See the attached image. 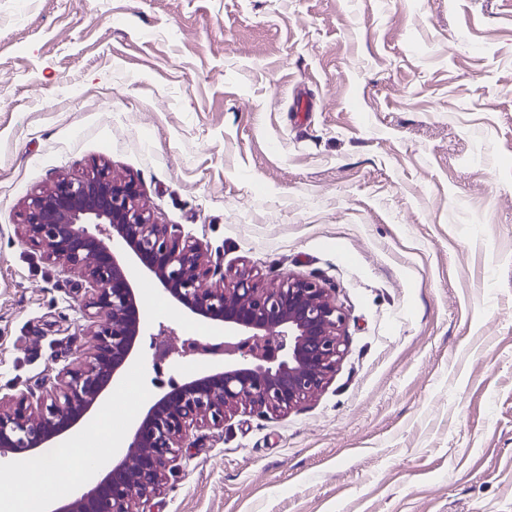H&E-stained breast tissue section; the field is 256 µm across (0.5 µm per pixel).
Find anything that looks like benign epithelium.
<instances>
[{
  "mask_svg": "<svg viewBox=\"0 0 512 512\" xmlns=\"http://www.w3.org/2000/svg\"><path fill=\"white\" fill-rule=\"evenodd\" d=\"M19 218L25 243L92 284L83 309L94 330L83 357L46 394L0 395V464L49 461L140 357L146 323L130 263L185 317L224 330L222 342L184 344L185 354L224 361L181 382L162 380L169 352L155 350L160 393L128 429L122 452L91 486L47 512H142L174 476L172 462L192 430L222 429L242 405L259 415L296 408L342 359L345 316L318 280L288 275L264 287L247 270L217 274L202 244L152 221L137 182L105 161L30 193Z\"/></svg>",
  "mask_w": 512,
  "mask_h": 512,
  "instance_id": "benign-epithelium-1",
  "label": "benign epithelium"
}]
</instances>
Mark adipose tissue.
Listing matches in <instances>:
<instances>
[{"instance_id": "obj_1", "label": "adipose tissue", "mask_w": 512, "mask_h": 512, "mask_svg": "<svg viewBox=\"0 0 512 512\" xmlns=\"http://www.w3.org/2000/svg\"><path fill=\"white\" fill-rule=\"evenodd\" d=\"M96 442L95 460L85 461L76 471L59 469L47 463L48 479H41L28 461L0 467V512H42L48 492H70L93 483L101 462L107 461L115 441L104 419H97L90 429L76 436L72 444L81 447L88 440Z\"/></svg>"}]
</instances>
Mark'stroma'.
Segmentation results:
<instances>
[{"label": "stroma", "instance_id": "obj_1", "mask_svg": "<svg viewBox=\"0 0 512 512\" xmlns=\"http://www.w3.org/2000/svg\"><path fill=\"white\" fill-rule=\"evenodd\" d=\"M103 158L213 266L345 315L321 392L198 431L146 512H512V0H0L2 392L90 338V283L18 222ZM141 302L194 375L221 333Z\"/></svg>", "mask_w": 512, "mask_h": 512}]
</instances>
